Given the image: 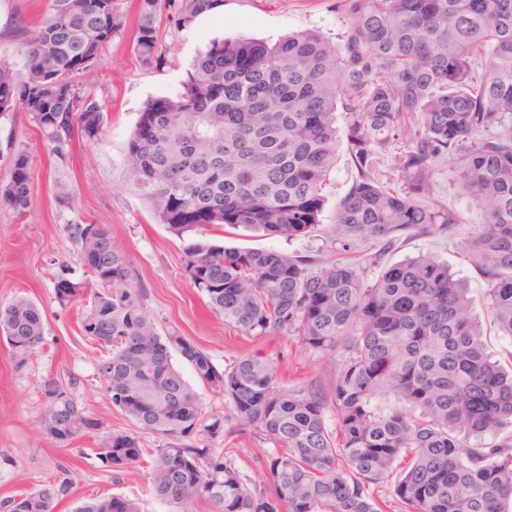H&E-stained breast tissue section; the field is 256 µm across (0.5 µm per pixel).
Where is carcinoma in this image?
<instances>
[{
	"label": "carcinoma",
	"mask_w": 512,
	"mask_h": 512,
	"mask_svg": "<svg viewBox=\"0 0 512 512\" xmlns=\"http://www.w3.org/2000/svg\"><path fill=\"white\" fill-rule=\"evenodd\" d=\"M219 4L139 0L140 62L164 61V26L185 27ZM336 9L346 18L339 44L312 31L274 45L209 43L179 96L143 106L124 148L127 184L178 235L224 225L305 237L336 168L340 113L357 177L337 206L333 242L344 252L359 242L386 250L404 235L455 230L462 215L434 198L448 163L480 213L467 230L468 261L489 282V316L512 338V0H336ZM125 28L121 0H50L38 22L15 30L21 66L0 61V115L27 114L61 167L74 134L92 141L103 131V106L79 77ZM391 153L398 176L384 181ZM31 167L28 149L15 148L0 210L30 208ZM65 230L88 278L58 276L57 302L84 304L83 335L108 350L97 365L105 395L133 424L103 435L97 455L124 472L143 457L141 435L159 438L149 479L170 512H192L202 498L216 512H382L375 490L389 478L401 512H512V438L486 441L512 425V373L486 353L470 289L448 263L419 254L370 279L351 260L191 244L186 270L224 322L340 356L326 392L281 384L253 355L217 372L180 331L158 332L107 226ZM44 333L34 302L0 305V335L18 363ZM175 354L199 383L224 391L237 430L277 445L267 458L270 496L252 492L215 447L229 419L203 412ZM76 384L41 388L42 430L60 446L101 427L79 407ZM382 394L394 404H379ZM64 472L24 494L27 512H53L73 485ZM75 512L142 510L111 497Z\"/></svg>",
	"instance_id": "cac0c4a2"
}]
</instances>
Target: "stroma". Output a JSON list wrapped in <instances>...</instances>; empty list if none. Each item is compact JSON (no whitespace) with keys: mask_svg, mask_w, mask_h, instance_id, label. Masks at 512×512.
<instances>
[{"mask_svg":"<svg viewBox=\"0 0 512 512\" xmlns=\"http://www.w3.org/2000/svg\"><path fill=\"white\" fill-rule=\"evenodd\" d=\"M334 3L222 0L218 8L199 15L187 27L165 28V61L147 67L140 63L134 43L138 0H123L127 18L123 35L113 39L104 62L80 78L84 91L104 104L106 116L97 139L77 135L68 148L65 173L73 191L70 207H60L56 200V158L46 149L38 128L22 112L0 116V182L9 177L14 147H28L33 160L30 208L21 216L0 210V304L27 297L39 305L45 321L44 341L25 364H17L0 338V499L35 490L59 478L61 467L71 466L77 470L74 486L54 512H74L86 499L112 496L138 501L143 512H168L167 505L155 497L149 479L158 446L155 436L143 435L146 454L139 467L118 475L96 455V437L87 435L63 447L41 429L45 408L41 386L50 379L74 383L79 406L101 421L103 431L132 427L105 396L97 375L102 351L81 332V304L64 308L55 298L57 273L64 271L76 279L84 275L78 249L64 229L67 222L106 225L113 248L125 255L132 275L143 286V302L158 330H179L208 353L217 369L251 353L268 360L285 383L328 387L336 369L335 355L306 351L295 337L285 334L254 339L225 324L223 314L210 307L185 269L191 237L178 236L158 223L141 198L127 189L123 149L144 104L179 93L193 58L209 41L252 38L272 43L288 33L311 30L338 43L345 26ZM48 7V0H0V59L20 63L14 30L20 21H36ZM356 175L347 151H340L319 222L308 236L288 241L213 226L201 237L228 248L263 247L338 259L330 229L336 222V206ZM421 253L448 262L468 280L473 312L479 320H487L488 283L469 264L463 233L408 236L384 261L389 264ZM222 446L250 489L270 493L266 470L270 442L253 433L233 432L225 436Z\"/></svg>","mask_w":512,"mask_h":512,"instance_id":"obj_1","label":"stroma"}]
</instances>
